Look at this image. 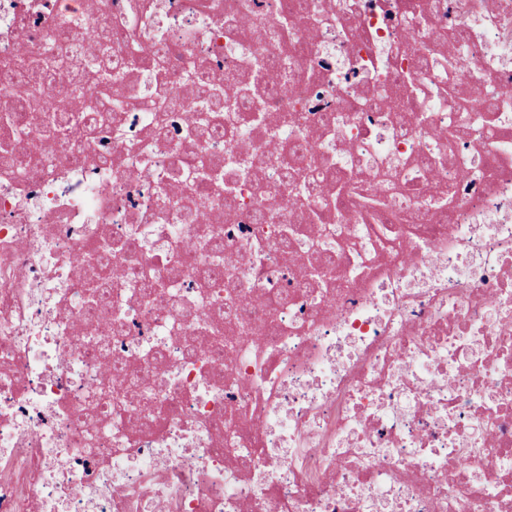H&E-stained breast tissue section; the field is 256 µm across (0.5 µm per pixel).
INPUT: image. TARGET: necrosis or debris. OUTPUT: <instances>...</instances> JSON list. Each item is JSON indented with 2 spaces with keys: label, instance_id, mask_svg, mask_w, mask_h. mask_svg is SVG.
Wrapping results in <instances>:
<instances>
[{
  "label": "necrosis or debris",
  "instance_id": "4bbe7bcc",
  "mask_svg": "<svg viewBox=\"0 0 512 512\" xmlns=\"http://www.w3.org/2000/svg\"><path fill=\"white\" fill-rule=\"evenodd\" d=\"M287 2L0 0V62L55 73L39 151L0 131V512H512V0ZM63 27L122 57L123 110L84 111L90 71L50 120ZM318 158L341 180L298 209ZM214 181L235 212L188 201Z\"/></svg>",
  "mask_w": 512,
  "mask_h": 512
}]
</instances>
